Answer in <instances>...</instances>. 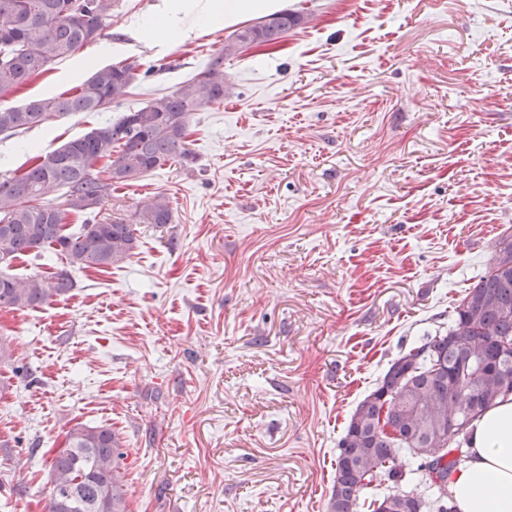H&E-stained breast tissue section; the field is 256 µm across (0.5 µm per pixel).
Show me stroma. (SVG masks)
<instances>
[{"label":"stroma","mask_w":512,"mask_h":512,"mask_svg":"<svg viewBox=\"0 0 512 512\" xmlns=\"http://www.w3.org/2000/svg\"><path fill=\"white\" fill-rule=\"evenodd\" d=\"M104 37L0 107L71 94L135 61L106 112L0 134V178L202 72L232 34ZM305 25L225 59L193 160L118 186L97 222L136 228L125 264L71 269L52 304L0 310V512H46L75 424L122 441L127 512H328L336 444L391 360L512 236V0H286ZM85 66L72 72L74 60ZM167 224L145 220L157 194Z\"/></svg>","instance_id":"1"}]
</instances>
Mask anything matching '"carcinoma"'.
I'll return each instance as SVG.
<instances>
[{
	"label": "carcinoma",
	"mask_w": 512,
	"mask_h": 512,
	"mask_svg": "<svg viewBox=\"0 0 512 512\" xmlns=\"http://www.w3.org/2000/svg\"><path fill=\"white\" fill-rule=\"evenodd\" d=\"M119 0H0V95L17 90L93 43L112 24ZM303 15L280 11L235 30L206 68L155 103L123 113L59 148L37 156L26 171L0 180V267L52 250L68 266L104 271L136 247L133 225L85 222L65 228L69 212L92 214L111 195L169 162L190 159L189 120L224 102V59L234 41L276 43L301 26ZM138 79L126 60L97 68L72 95L31 98L0 107V134L21 133L53 117L101 112ZM105 161L97 170L95 165ZM65 189V208L45 203ZM150 224L171 221L166 196L154 198ZM73 288L66 270L18 281L0 270V308L49 305ZM512 268L497 264L468 288L448 315V329L400 352L355 406L337 443L328 512H357L371 493L372 512H454L448 476L463 461L468 427L506 392L512 379ZM112 428L77 424L51 464L48 512H126Z\"/></svg>",
	"instance_id": "obj_1"
}]
</instances>
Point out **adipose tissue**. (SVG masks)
Listing matches in <instances>:
<instances>
[{"label":"adipose tissue","instance_id":"1","mask_svg":"<svg viewBox=\"0 0 512 512\" xmlns=\"http://www.w3.org/2000/svg\"><path fill=\"white\" fill-rule=\"evenodd\" d=\"M284 0H202L194 26L174 24L169 9L139 23V38L164 45L208 25H232L246 14L278 11ZM466 459L448 478L457 512H512V396L497 400L469 427Z\"/></svg>","mask_w":512,"mask_h":512}]
</instances>
